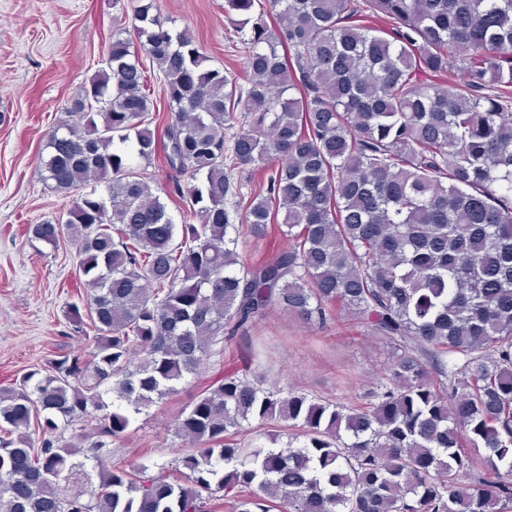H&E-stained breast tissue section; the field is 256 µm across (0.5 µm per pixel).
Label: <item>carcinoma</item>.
Masks as SVG:
<instances>
[{"mask_svg": "<svg viewBox=\"0 0 512 512\" xmlns=\"http://www.w3.org/2000/svg\"><path fill=\"white\" fill-rule=\"evenodd\" d=\"M232 12L246 85L149 2L47 139L44 180L75 199L32 238L75 245L86 299L66 318L91 348L0 387V512H512V0ZM158 155L180 225L128 163ZM251 166L267 187L245 196L228 172ZM270 224L281 243L245 264L230 232ZM272 308L317 332L345 314L390 366L330 399L268 382L251 353L180 413L157 473L112 460Z\"/></svg>", "mask_w": 512, "mask_h": 512, "instance_id": "cac0c4a2", "label": "carcinoma"}]
</instances>
